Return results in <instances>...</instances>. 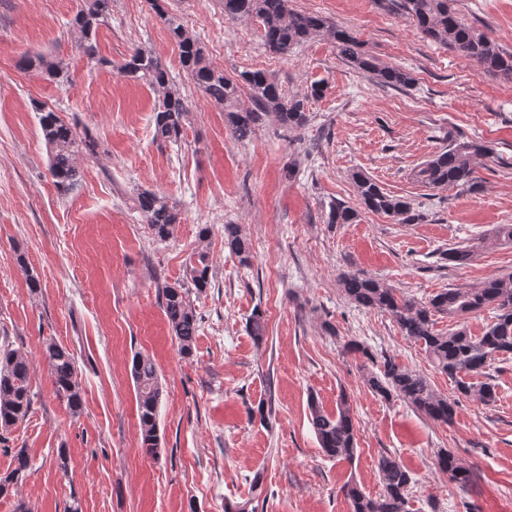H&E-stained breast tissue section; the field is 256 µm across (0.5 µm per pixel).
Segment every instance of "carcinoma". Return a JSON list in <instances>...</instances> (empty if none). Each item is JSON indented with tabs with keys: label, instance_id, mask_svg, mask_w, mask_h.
Instances as JSON below:
<instances>
[{
	"label": "carcinoma",
	"instance_id": "carcinoma-1",
	"mask_svg": "<svg viewBox=\"0 0 512 512\" xmlns=\"http://www.w3.org/2000/svg\"><path fill=\"white\" fill-rule=\"evenodd\" d=\"M451 0H388L387 5L407 16L428 40L438 43L469 62L476 70L493 74L512 82V52L501 49L480 30L463 22L450 6ZM112 0H81L72 25L85 42L79 48L99 65L112 62L96 55L91 37L105 22ZM224 16L230 20L254 19L259 22L266 48L277 55L288 56L293 47L318 36L330 39L339 57L366 73L377 83L394 88H408L416 83L413 73L405 68L379 63L362 50L359 38L350 30L334 25L319 14L300 12L290 7V0H223ZM158 15L167 26L179 47L180 61L194 84L215 105L224 109L227 128L236 140L249 139L267 115H274L286 128H301L308 122L309 97L321 93L320 84L310 87V94L300 96L283 93L276 79L268 72L256 69L229 76L207 58L204 47L184 25L164 10ZM57 83L68 81L61 63L47 55L27 59ZM122 77L142 82L162 97L154 113V139L176 142L188 120L185 99L173 87L167 66L152 53L135 48L119 67ZM248 97L250 105L242 103ZM43 139L49 148V171L58 193H71L80 178L76 155L83 149L93 152L95 142L82 137L52 109H37ZM491 154V148L476 139H455L448 149L434 155L415 170V179L428 187H468L475 189V168L480 160ZM354 187L365 209L385 215L398 224H417L422 215L410 201L386 192L373 178L362 172L352 175ZM137 205L154 239L164 242L174 236L181 217L170 200L157 192L143 190L137 194ZM359 214L343 202L331 205L330 224H354ZM210 234L208 225L200 226L196 246L189 258L185 282L164 284L158 291L168 325L178 342L183 357L192 356L200 329L193 297L211 286V261L205 241ZM224 246L235 258L238 267L253 265L250 240L238 224L224 225ZM479 248L473 244L448 250V261L468 264ZM339 285L345 296L358 306L376 309L398 327L402 335L423 346L434 367L454 383L455 395L437 392L420 372L384 356L376 361L368 347L357 340L345 343L348 354L361 355L378 370L368 372L364 384L378 397L404 402L421 416L436 423L450 425L454 421L460 397L471 398L484 406L497 402L498 385L490 374L496 360L512 355V271L486 279L474 287L448 288L427 302L400 295L391 285L364 274H343ZM488 309L495 312L494 320L480 336H472L463 328L442 332L436 329V317L450 319ZM253 339L261 344L266 337L265 312L253 309L248 319ZM43 357L50 371L57 397L66 403L73 416L83 409L82 386L74 354L53 340L43 345ZM30 357L21 347L0 345V440L3 434L25 421L32 411L34 393L30 387ZM483 377L479 383L475 377ZM132 378L137 393L138 431L142 448L150 455L160 452L158 437V406L162 388L156 364L151 358L138 354L132 363ZM309 415L312 428L325 455L336 461H351L358 451V439L348 397L340 395L336 411H325L319 402L310 399ZM16 466L0 477V496L9 493L11 486L27 470L30 458L26 449L14 452ZM437 468L448 479L466 487L472 472L463 469L454 453L443 450L437 455ZM377 468L382 480L381 492L372 496L358 485L344 487L352 512H410L413 474L399 458L382 455Z\"/></svg>",
	"mask_w": 512,
	"mask_h": 512
}]
</instances>
